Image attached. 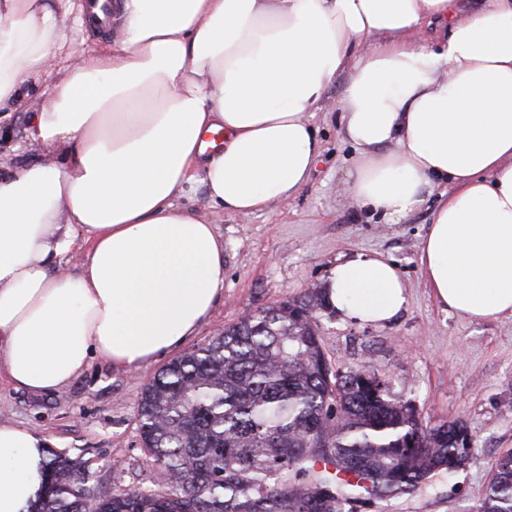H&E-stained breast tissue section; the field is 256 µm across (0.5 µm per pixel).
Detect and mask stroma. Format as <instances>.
<instances>
[{"label": "stroma", "instance_id": "1", "mask_svg": "<svg viewBox=\"0 0 512 512\" xmlns=\"http://www.w3.org/2000/svg\"><path fill=\"white\" fill-rule=\"evenodd\" d=\"M345 77L327 91L313 124L321 155L306 185L287 203L250 214L215 215L203 189L185 203L216 217L224 235V300L190 339L197 346L225 326L271 304L301 298L323 287L340 258L377 253L395 263L408 287V304L384 325L317 312L320 342L335 367L364 363L384 371L396 398L411 403L425 423L459 420L472 438V457L453 474L435 475L409 496L365 512H470L482 499L492 462L512 449V318L471 321L434 301L419 263L422 237L433 208L425 206L401 224H378L345 205L338 186L355 154L341 133L336 108ZM45 102L43 88L28 87L22 107L0 122V170L34 158L28 148L27 115ZM160 363L120 372L101 360L50 395L16 388L0 374V423L37 429L52 451L89 460L97 492L151 487L154 475L141 443L137 404Z\"/></svg>", "mask_w": 512, "mask_h": 512}]
</instances>
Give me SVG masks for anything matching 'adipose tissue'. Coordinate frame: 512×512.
I'll list each match as a JSON object with an SVG mask.
<instances>
[{
	"mask_svg": "<svg viewBox=\"0 0 512 512\" xmlns=\"http://www.w3.org/2000/svg\"><path fill=\"white\" fill-rule=\"evenodd\" d=\"M74 11L95 14L0 0V107L46 79L29 140L52 152L0 174V369L17 388L54 392L94 358L134 372L195 336L224 298V237L184 198L200 187L215 212L249 215L295 197L342 74L344 200L400 224L438 195L420 244L432 298L512 318V0H115L113 37L81 52ZM325 288L366 324L407 304L375 254L337 262ZM46 446L0 424V512L37 500Z\"/></svg>",
	"mask_w": 512,
	"mask_h": 512,
	"instance_id": "adipose-tissue-1",
	"label": "adipose tissue"
}]
</instances>
